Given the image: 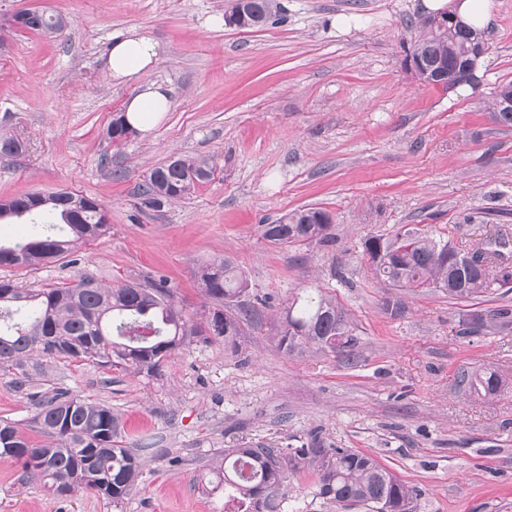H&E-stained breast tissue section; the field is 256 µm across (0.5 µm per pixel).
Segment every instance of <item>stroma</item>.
<instances>
[{"label": "stroma", "instance_id": "obj_1", "mask_svg": "<svg viewBox=\"0 0 512 512\" xmlns=\"http://www.w3.org/2000/svg\"><path fill=\"white\" fill-rule=\"evenodd\" d=\"M274 23H224L228 0H0L66 18L50 36L0 29V128L26 145L0 161V198L66 189L100 200L107 232L38 268L0 267L26 288L88 275L105 286L166 278L199 321V268L229 257L251 282L254 313L236 346L190 338L150 376L89 361L48 362L32 387L0 370V418L26 426L37 402L64 393L111 408L141 475L121 506L54 494L0 458V512H224L220 452L232 443L300 447L320 438L374 456L420 493L418 512H512V328L465 335V315L507 305L512 291L468 301L394 288L362 257L369 235L417 228L462 252L512 238V127L491 93L512 81V0H494L485 63L472 92L420 81L404 59L407 19L423 0H275ZM135 27L163 46L151 81L172 109L153 131L117 142L106 129L137 90L108 77L113 36ZM173 155L206 157L211 178L161 208L138 188ZM300 207L329 211L332 237L274 245L261 225ZM332 297L361 338L355 361L305 345L284 352L276 329L289 298ZM403 304L385 313L387 299ZM492 368L493 396L462 390V371ZM310 472L282 488L283 512H331Z\"/></svg>", "mask_w": 512, "mask_h": 512}]
</instances>
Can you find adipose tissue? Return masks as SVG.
Listing matches in <instances>:
<instances>
[{"mask_svg": "<svg viewBox=\"0 0 512 512\" xmlns=\"http://www.w3.org/2000/svg\"><path fill=\"white\" fill-rule=\"evenodd\" d=\"M163 49L154 38L131 27L116 35L104 63V69L112 80L126 82L139 79L157 66ZM168 88L160 82H140L137 92L124 106L128 124L136 131H152L171 108Z\"/></svg>", "mask_w": 512, "mask_h": 512, "instance_id": "adipose-tissue-1", "label": "adipose tissue"}]
</instances>
